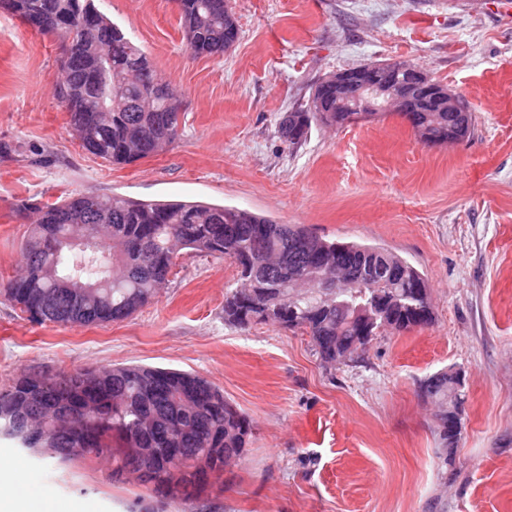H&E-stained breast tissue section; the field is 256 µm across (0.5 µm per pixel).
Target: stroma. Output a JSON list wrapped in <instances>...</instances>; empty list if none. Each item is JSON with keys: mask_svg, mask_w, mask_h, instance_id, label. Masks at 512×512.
I'll list each match as a JSON object with an SVG mask.
<instances>
[{"mask_svg": "<svg viewBox=\"0 0 512 512\" xmlns=\"http://www.w3.org/2000/svg\"><path fill=\"white\" fill-rule=\"evenodd\" d=\"M96 4L178 92L181 136L127 166L86 154L56 96L57 44L0 10V278L21 268V202L206 201L387 249L425 275L433 320L329 365L301 331L225 323L235 267L198 254L119 323L37 325L0 297V388L145 364L206 378L253 424L243 455L191 496L0 440L29 495L81 512H512V0H228L240 39L216 59L191 55L168 0ZM394 61L463 96L469 138L428 146L384 115L280 139L321 79ZM448 370L465 395L450 449L421 389Z\"/></svg>", "mask_w": 512, "mask_h": 512, "instance_id": "stroma-1", "label": "stroma"}]
</instances>
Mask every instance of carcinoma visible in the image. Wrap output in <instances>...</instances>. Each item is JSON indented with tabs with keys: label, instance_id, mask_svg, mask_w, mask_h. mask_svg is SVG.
Instances as JSON below:
<instances>
[{
	"label": "carcinoma",
	"instance_id": "cac0c4a2",
	"mask_svg": "<svg viewBox=\"0 0 512 512\" xmlns=\"http://www.w3.org/2000/svg\"><path fill=\"white\" fill-rule=\"evenodd\" d=\"M10 13L24 18L43 11L39 34L49 35L64 17L73 23L69 48L62 49L58 99L89 154L114 166L150 158L179 136L184 119L179 98L144 51L95 5L94 0H11ZM180 25L195 56L222 57L239 39L227 0H177ZM403 118L421 136L446 140L471 133V114L429 112L422 99ZM350 112H289L279 137L292 146L306 141L311 125L345 127ZM37 214L22 255L21 272L0 286L30 321L61 326L102 325L130 318L157 297L177 258L195 253L227 259L236 268L238 287L224 293V322H253L252 302L268 300V290L296 287L295 276L322 259L340 262L358 277L372 261L388 254L377 246L323 239L297 225L277 224L245 209L203 201H144L119 195L74 194L43 206H22ZM87 243L70 247L62 240ZM392 266L376 281L380 296L393 295L397 307L390 329L428 325L432 310L420 317L411 290L427 286L425 276L391 255ZM97 286L92 303L73 301L74 279ZM320 297L285 304L286 314L271 322L310 336L321 360L334 363L362 351L378 335L364 314L323 309ZM445 377L424 382L426 395L439 402ZM14 417L47 433L28 451L62 463L112 460V475L129 468L128 448H177L158 470L205 449L214 474L224 472V450L241 455L252 435L249 417L205 378L148 365H117L92 372L48 376L26 373L0 388V428ZM88 437L87 453L66 452L72 433Z\"/></svg>",
	"mask_w": 512,
	"mask_h": 512
}]
</instances>
